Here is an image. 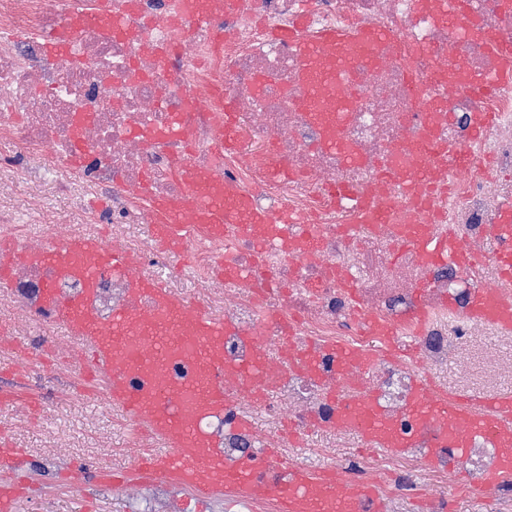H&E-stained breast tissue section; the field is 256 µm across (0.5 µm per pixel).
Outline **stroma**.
<instances>
[{
  "label": "stroma",
  "instance_id": "obj_1",
  "mask_svg": "<svg viewBox=\"0 0 512 512\" xmlns=\"http://www.w3.org/2000/svg\"><path fill=\"white\" fill-rule=\"evenodd\" d=\"M54 175L35 173L0 179V201L11 204L29 240H37L54 230L70 237L80 232L92 235L111 233V226L100 227L91 219L97 210L99 194L85 193L63 197L54 187ZM50 334L57 360L45 366L53 378L49 387L26 383L13 401L0 405V434L20 448L27 460L31 490L15 512H126L127 498L149 497L153 512H179L183 490L168 487L162 494L149 486L126 487L124 495L95 480L98 467L122 469L131 466L140 449L128 442L118 410L106 408L104 389L86 392L82 368L61 369L59 361L73 348L61 337L60 328L42 329L25 311L0 297V383L11 381L18 358L13 343H27ZM495 358L499 369L486 376L484 363ZM450 390L494 395L512 389V337L489 331L468 343L463 364H449L440 378ZM80 465V487L61 481V471ZM430 494L443 505V512H507L504 499L495 493L473 495L469 489L451 495L438 487Z\"/></svg>",
  "mask_w": 512,
  "mask_h": 512
}]
</instances>
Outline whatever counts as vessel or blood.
<instances>
[{
	"instance_id": "1",
	"label": "vessel or blood",
	"mask_w": 512,
	"mask_h": 512,
	"mask_svg": "<svg viewBox=\"0 0 512 512\" xmlns=\"http://www.w3.org/2000/svg\"><path fill=\"white\" fill-rule=\"evenodd\" d=\"M437 9L450 25L463 24L466 0H438ZM283 39L294 40L305 62L303 80L306 95L303 107L310 120H318L327 111L324 96L328 82H341L348 74L347 43L373 47L384 39L382 30L361 26L353 39L336 32H325L316 40H295L293 31ZM43 54L52 65L74 57L75 45L61 30L43 34ZM487 49L498 59L495 71L469 80L467 89L482 97L493 89L512 86V40L501 34L484 37ZM445 99L436 93L426 104L419 130L421 155L414 164L404 162L389 167V178L401 183L405 193L426 206L422 195L432 167L460 162L455 149H444L434 136L436 108ZM339 196L355 198L357 221L345 226L349 235H357L360 225L387 222L390 204L385 194L365 192ZM158 221L153 234L161 249L181 250L187 241L189 224L200 222L223 232L225 225L246 229L256 224L272 223V215L256 206L250 197L232 185L199 193L192 210L181 203H152ZM404 242L417 246L434 262L447 260L466 266L471 260L462 242L455 236L434 238L416 232H402ZM487 252L501 270L512 274V207H505L498 224L492 228ZM28 253L11 238H0V284H7L18 263L28 260ZM37 263L57 273L72 274L85 285H93L101 271L127 276L129 255L112 249L101 238L76 236L63 250L38 254ZM132 290L149 299L151 309L143 315L132 307L115 308L108 321H101L89 301L64 297L54 284H47L40 304L56 315L81 347V360L87 377L103 383L112 404L141 428L165 442L162 450H148L139 455L122 473L101 468L97 478L105 485L163 481L185 488L199 499L223 494L268 496L276 500L278 512H385L386 503L376 484L350 482L336 467L310 470L288 464L278 447L266 445L255 458L228 461L217 440L203 432V416L226 412L224 383L232 380L251 383L262 372L260 357L234 363L224 360V338L232 332L222 320L171 297L154 279L136 280ZM467 318L512 329V300L493 291L474 289L465 311ZM415 398L407 412L418 420H430L441 426L437 447L466 448L475 438L489 439L499 448L498 464L477 476L462 475L472 492L481 494L499 485L505 473L512 471V392L503 391L488 398H478L462 391L438 392L431 377L414 382ZM345 427L358 432L362 448L377 451H401L409 447L389 418L379 409L373 394H361L342 404L337 414ZM24 465L19 449L0 437V512H14L27 489L14 475Z\"/></svg>"
}]
</instances>
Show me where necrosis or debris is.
Masks as SVG:
<instances>
[{"label": "necrosis or debris", "mask_w": 512, "mask_h": 512, "mask_svg": "<svg viewBox=\"0 0 512 512\" xmlns=\"http://www.w3.org/2000/svg\"><path fill=\"white\" fill-rule=\"evenodd\" d=\"M207 6L218 28L195 24L184 0H0V145L7 149L0 174L66 166L83 148L79 179L111 196V209L98 221L111 225L110 245L133 259L128 276L101 273L92 296L100 318L130 303L132 280L167 279L172 263L180 262L195 285L186 302L238 329L224 339L225 358L261 353L263 397L235 381L224 388L230 407L263 421V429L239 432L221 417L201 421L220 439L225 457L250 455L274 440L283 420L302 433L319 428L317 449L335 452L348 430L336 420L329 391L349 398L370 391L411 445L384 457L353 458L350 471L372 477L387 495H410L426 477L452 487L447 467L429 461L434 426L406 415L410 384L438 375L458 359L465 341L488 330V323L460 315L473 289L512 298V283L498 277L489 260L462 270L429 263L413 246L398 251L391 224L347 236L341 228L355 221L352 201L330 204L323 190L336 183L354 192L373 187L382 165L416 145L420 101L448 62L471 77L496 68L481 35L512 36V10L503 0H468L462 29L438 17L434 0H208ZM106 10L123 26L107 30L79 20ZM302 13L308 38L361 24L389 34L377 48L354 55L345 87L329 90L338 121L333 148L318 146L323 129L301 108V57L269 35ZM63 27L73 30L74 58L44 68L20 51L17 36ZM228 97L236 106L239 147L233 152L221 141ZM446 97L453 117L439 125L438 136L471 163L434 168L452 190L419 212L417 227L438 237L455 234L480 253L501 206L512 203V89L477 100L452 81ZM188 98L196 103L190 111ZM479 109L495 113L496 122L475 142L469 123ZM177 122L184 133L174 137L169 129ZM276 163L291 167L295 178H273ZM212 176L233 182L259 206L313 220L314 247L297 233L278 236L274 224L247 232L228 224L220 234L195 224L186 250H160L150 230V198L191 206ZM229 256L244 268L261 263L265 290L218 278ZM44 282L39 267L24 263L7 296L48 326L51 315L38 308ZM423 282L429 288L419 314L415 296ZM364 317L394 326L396 342L411 346L413 358H398L385 336L364 334ZM313 341L346 345L371 362L340 373L329 361L320 377H310L290 366L285 352Z\"/></svg>", "instance_id": "obj_1"}]
</instances>
